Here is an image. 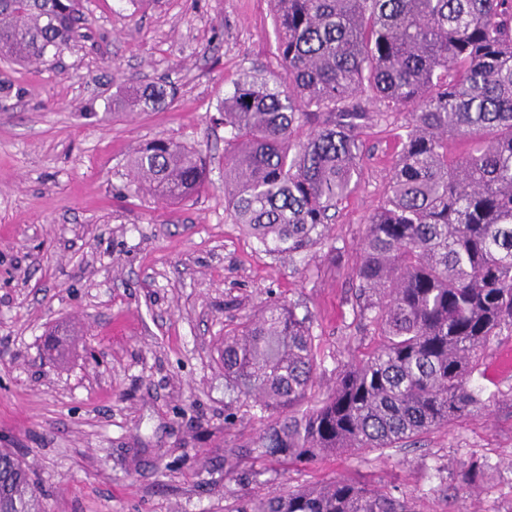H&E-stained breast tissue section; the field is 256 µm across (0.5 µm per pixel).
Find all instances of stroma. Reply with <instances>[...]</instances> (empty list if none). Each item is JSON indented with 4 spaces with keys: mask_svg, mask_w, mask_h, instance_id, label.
<instances>
[{
    "mask_svg": "<svg viewBox=\"0 0 512 512\" xmlns=\"http://www.w3.org/2000/svg\"><path fill=\"white\" fill-rule=\"evenodd\" d=\"M53 64L0 62V448L47 512H224L234 499L343 479L413 512H512V336L483 358L486 409L417 444L281 464L253 448L269 420L224 377L225 334L272 303L309 314L322 366L313 408L378 339L353 319L364 223L401 149L399 124L361 133L356 191L329 242L275 257L224 204L225 94L279 69L269 0H85ZM174 84L160 111H117L131 86ZM208 161V185L166 201L127 176L154 140ZM490 462L464 485L461 464Z\"/></svg>",
    "mask_w": 512,
    "mask_h": 512,
    "instance_id": "1",
    "label": "stroma"
}]
</instances>
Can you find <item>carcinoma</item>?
I'll use <instances>...</instances> for the list:
<instances>
[{"label":"carcinoma","instance_id":"obj_1","mask_svg":"<svg viewBox=\"0 0 512 512\" xmlns=\"http://www.w3.org/2000/svg\"><path fill=\"white\" fill-rule=\"evenodd\" d=\"M282 73L244 71L224 96V199L271 254L329 239L356 190L361 133L406 117L399 159L359 243L352 311L379 346L342 366L319 405L294 409L321 366L307 316L275 303L224 336V376L271 419L261 459L400 448L481 408L479 352L512 335V0H272ZM81 0H0V59L65 49ZM177 88L126 91L131 111ZM451 140L467 149L452 155ZM138 188L185 200L205 161L167 140L129 165ZM492 469H464L474 487ZM0 512H45L29 469L0 448ZM225 512H413L347 480L243 497Z\"/></svg>","mask_w":512,"mask_h":512}]
</instances>
